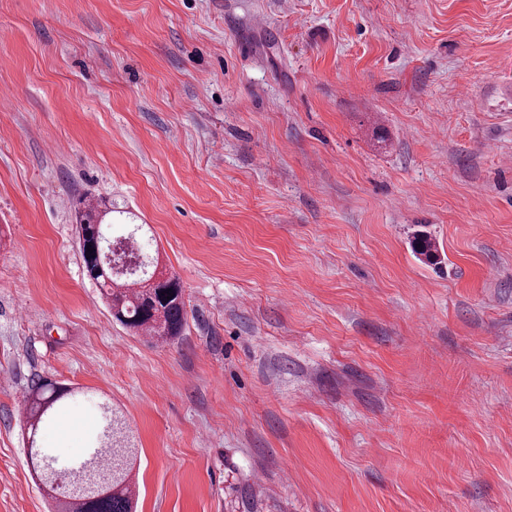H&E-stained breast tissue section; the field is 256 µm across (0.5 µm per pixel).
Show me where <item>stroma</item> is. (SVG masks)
<instances>
[{
  "label": "stroma",
  "instance_id": "stroma-1",
  "mask_svg": "<svg viewBox=\"0 0 512 512\" xmlns=\"http://www.w3.org/2000/svg\"><path fill=\"white\" fill-rule=\"evenodd\" d=\"M103 197L174 343L83 271ZM41 378L137 512H512V0H0V512H55ZM99 205L97 201L76 211L79 249L88 277L105 296L113 318L120 324L156 342L174 341L186 324L184 292L179 280L175 276L153 279L155 266L147 270L148 265L146 272L113 275L103 261L106 224L99 220ZM73 390L63 387L51 380L39 379L32 385L30 402L26 411L28 437L32 438L34 450H37L36 461L39 464L41 458L52 460L55 458L43 454L36 446V434L41 425L50 423L58 408L72 396Z\"/></svg>",
  "mask_w": 512,
  "mask_h": 512
}]
</instances>
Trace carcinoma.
Returning a JSON list of instances; mask_svg holds the SVG:
<instances>
[{
  "label": "carcinoma",
  "instance_id": "1",
  "mask_svg": "<svg viewBox=\"0 0 512 512\" xmlns=\"http://www.w3.org/2000/svg\"><path fill=\"white\" fill-rule=\"evenodd\" d=\"M99 204L76 211L79 223V249L88 277L108 302L113 318L137 334L156 342L168 343L181 335L186 324L183 288L174 276L153 278L154 269L125 275H113L103 261L104 224L99 220ZM73 390L51 380L40 379L32 385L26 422L30 438L40 426L50 423L58 408L72 396ZM133 449L125 444L121 423L112 406H103V422L97 447L66 465L76 472L112 473L108 489L90 495L69 494L59 512H133L134 490L131 470Z\"/></svg>",
  "mask_w": 512,
  "mask_h": 512
}]
</instances>
